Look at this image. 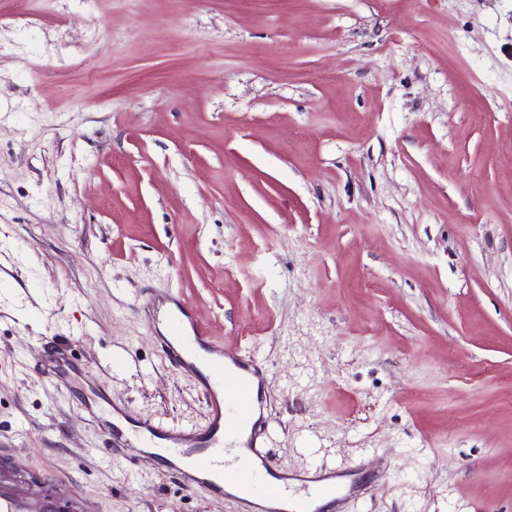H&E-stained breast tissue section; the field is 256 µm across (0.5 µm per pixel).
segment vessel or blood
Masks as SVG:
<instances>
[{
    "label": "vessel or blood",
    "mask_w": 512,
    "mask_h": 512,
    "mask_svg": "<svg viewBox=\"0 0 512 512\" xmlns=\"http://www.w3.org/2000/svg\"><path fill=\"white\" fill-rule=\"evenodd\" d=\"M136 308L157 329L161 357L202 395L200 424H173L142 417L104 390H96L88 415L109 409L115 421L102 429L104 450L137 449V465L174 476L188 494L235 497L239 512H325L374 495L359 463L336 458L322 446L308 448L298 469L280 467L268 447L275 417L266 391L269 369L247 349L230 353L207 337L191 305L174 290L146 294ZM57 500L36 495L11 476L0 475V512H58Z\"/></svg>",
    "instance_id": "obj_1"
}]
</instances>
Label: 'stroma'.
Returning <instances> with one entry per match:
<instances>
[{
  "label": "stroma",
  "mask_w": 512,
  "mask_h": 512,
  "mask_svg": "<svg viewBox=\"0 0 512 512\" xmlns=\"http://www.w3.org/2000/svg\"><path fill=\"white\" fill-rule=\"evenodd\" d=\"M166 288L272 368L281 466L371 448L350 512H512V0H0V449L237 512L80 409L203 420L133 309Z\"/></svg>",
  "instance_id": "35a3bbf8"
}]
</instances>
